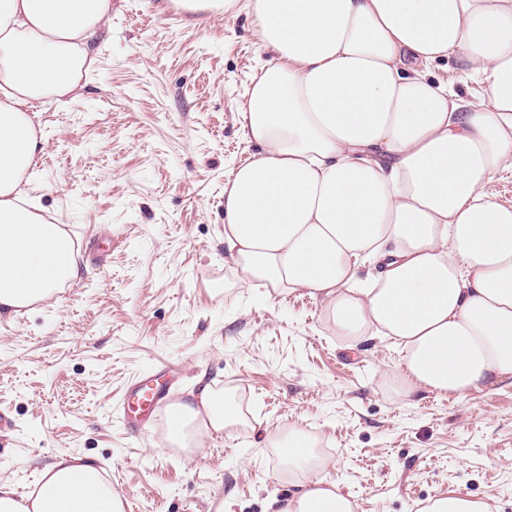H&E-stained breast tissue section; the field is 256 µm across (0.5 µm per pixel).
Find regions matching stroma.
<instances>
[{"instance_id": "1", "label": "stroma", "mask_w": 512, "mask_h": 512, "mask_svg": "<svg viewBox=\"0 0 512 512\" xmlns=\"http://www.w3.org/2000/svg\"><path fill=\"white\" fill-rule=\"evenodd\" d=\"M118 2L84 89L30 108L28 198L73 237L81 276L0 317V478L25 495L85 454L125 512H270L298 478L268 439L294 426L327 445L319 475L355 512L444 493L512 512V376L399 395V342L336 335L320 300L245 286L225 263L224 181L255 152L239 110L268 60L248 0L199 22ZM162 363L186 390L205 375L246 425L193 458L165 430L131 437L124 390Z\"/></svg>"}]
</instances>
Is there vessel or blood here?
I'll return each instance as SVG.
<instances>
[{
    "instance_id": "vessel-or-blood-1",
    "label": "vessel or blood",
    "mask_w": 512,
    "mask_h": 512,
    "mask_svg": "<svg viewBox=\"0 0 512 512\" xmlns=\"http://www.w3.org/2000/svg\"><path fill=\"white\" fill-rule=\"evenodd\" d=\"M177 387L176 379L165 370L131 383L125 410L127 426L136 434H143L152 427L159 414L165 415L171 426H178V418L168 412L171 396Z\"/></svg>"
}]
</instances>
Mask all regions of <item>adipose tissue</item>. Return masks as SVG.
<instances>
[{"mask_svg":"<svg viewBox=\"0 0 512 512\" xmlns=\"http://www.w3.org/2000/svg\"><path fill=\"white\" fill-rule=\"evenodd\" d=\"M112 0H0V315L79 279L74 244L24 205L42 149L32 101L74 93ZM271 57L240 114L258 146L224 183V253L244 281L320 299L337 335L391 336L400 394H464L512 376V207L489 186L512 172V0H252ZM457 59L484 94L428 73ZM173 408L181 448L242 421L205 379ZM306 478L271 512H354L315 478L325 459L301 431L270 438ZM89 457L42 471L0 512H123Z\"/></svg>","mask_w":512,"mask_h":512,"instance_id":"obj_1","label":"adipose tissue"}]
</instances>
